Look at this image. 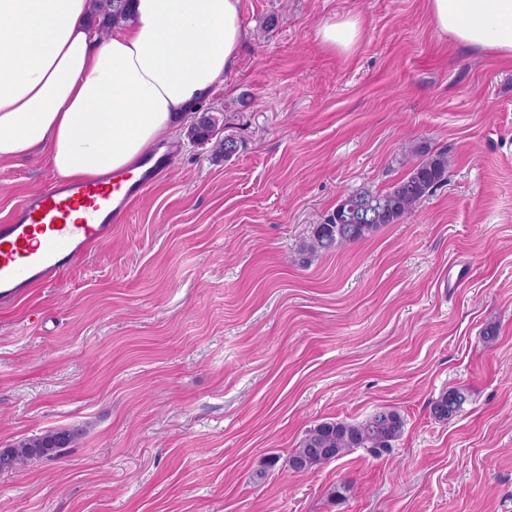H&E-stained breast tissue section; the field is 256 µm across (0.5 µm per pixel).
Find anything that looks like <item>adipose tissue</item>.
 <instances>
[{
  "label": "adipose tissue",
  "instance_id": "obj_1",
  "mask_svg": "<svg viewBox=\"0 0 512 512\" xmlns=\"http://www.w3.org/2000/svg\"><path fill=\"white\" fill-rule=\"evenodd\" d=\"M133 17L99 38L88 0H0V164L46 154L65 178L136 169L179 132L239 57L240 0H132ZM435 31L455 45L512 60V0H425ZM353 52L359 19L318 32Z\"/></svg>",
  "mask_w": 512,
  "mask_h": 512
}]
</instances>
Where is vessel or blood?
Here are the masks:
<instances>
[{
    "label": "vessel or blood",
    "mask_w": 512,
    "mask_h": 512,
    "mask_svg": "<svg viewBox=\"0 0 512 512\" xmlns=\"http://www.w3.org/2000/svg\"><path fill=\"white\" fill-rule=\"evenodd\" d=\"M147 155L135 174L81 183L59 178L21 200L0 224V297L26 299L112 233L120 216L171 167Z\"/></svg>",
    "instance_id": "1"
}]
</instances>
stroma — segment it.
<instances>
[{
	"instance_id": "stroma-1",
	"label": "stroma",
	"mask_w": 512,
	"mask_h": 512,
	"mask_svg": "<svg viewBox=\"0 0 512 512\" xmlns=\"http://www.w3.org/2000/svg\"><path fill=\"white\" fill-rule=\"evenodd\" d=\"M345 15L349 56L318 37ZM241 20L198 106L239 152L180 136L111 238L0 303V448L84 430L0 472V512H512V62L448 43L424 0H242ZM416 145L447 150V183L302 263L314 225L404 177ZM52 175L43 154L0 165V221ZM451 388L469 400L436 421ZM382 405L405 419L391 453L291 470L309 426ZM468 395L460 389H450L441 393L431 402V414L438 421H448L463 411Z\"/></svg>"
}]
</instances>
